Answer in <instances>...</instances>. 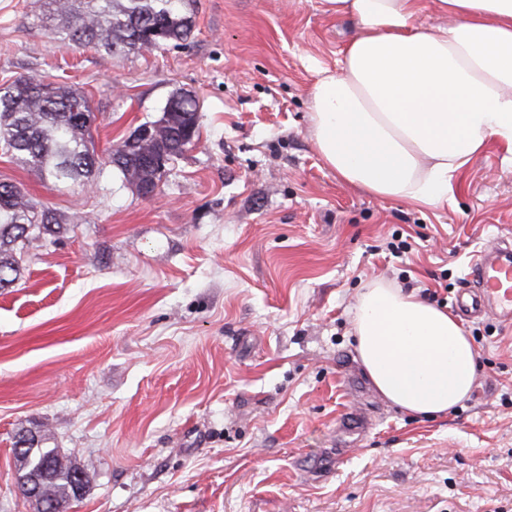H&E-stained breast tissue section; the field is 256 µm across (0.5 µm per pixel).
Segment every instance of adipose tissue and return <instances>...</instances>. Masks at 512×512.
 Here are the masks:
<instances>
[{"instance_id": "1", "label": "adipose tissue", "mask_w": 512, "mask_h": 512, "mask_svg": "<svg viewBox=\"0 0 512 512\" xmlns=\"http://www.w3.org/2000/svg\"><path fill=\"white\" fill-rule=\"evenodd\" d=\"M360 34L309 91L315 147L345 183L420 207L447 204L456 175L497 142L512 164V0H327ZM355 351L373 387L403 411L437 418L469 396L478 353L446 310L375 280L358 297ZM414 22L418 27L436 30L448 24V16L440 11L435 0H421V9Z\"/></svg>"}]
</instances>
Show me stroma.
I'll list each match as a JSON object with an SVG mask.
<instances>
[{
	"instance_id": "1",
	"label": "stroma",
	"mask_w": 512,
	"mask_h": 512,
	"mask_svg": "<svg viewBox=\"0 0 512 512\" xmlns=\"http://www.w3.org/2000/svg\"><path fill=\"white\" fill-rule=\"evenodd\" d=\"M32 2L0 0V84L75 85L99 156L173 95L201 112L150 197L0 150V181L67 226L0 290V512H34L12 442L44 429L94 471L65 512H512V323L465 321L478 378L437 419L381 398L350 336L368 281L448 310L475 251L512 239L500 146L436 209L341 182L308 93L359 26L322 0H196L187 41L116 56L58 47Z\"/></svg>"
}]
</instances>
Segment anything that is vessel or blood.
Listing matches in <instances>:
<instances>
[{
    "label": "vessel or blood",
    "mask_w": 512,
    "mask_h": 512,
    "mask_svg": "<svg viewBox=\"0 0 512 512\" xmlns=\"http://www.w3.org/2000/svg\"><path fill=\"white\" fill-rule=\"evenodd\" d=\"M456 307L465 314H491L512 322V242L478 251L470 273L457 289Z\"/></svg>",
    "instance_id": "vessel-or-blood-1"
}]
</instances>
